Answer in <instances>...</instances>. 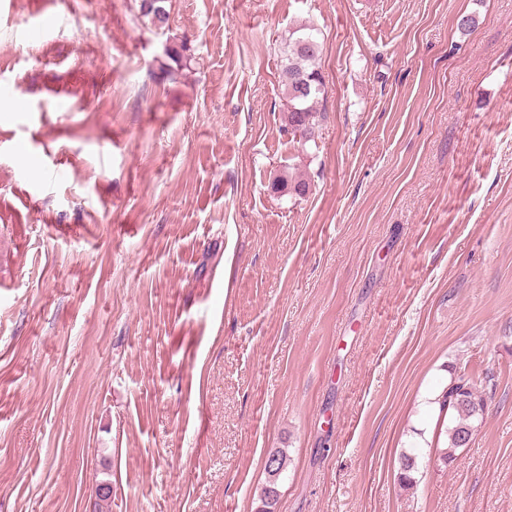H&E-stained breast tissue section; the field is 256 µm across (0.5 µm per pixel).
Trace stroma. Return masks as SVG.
Segmentation results:
<instances>
[{
  "label": "stroma",
  "mask_w": 512,
  "mask_h": 512,
  "mask_svg": "<svg viewBox=\"0 0 512 512\" xmlns=\"http://www.w3.org/2000/svg\"><path fill=\"white\" fill-rule=\"evenodd\" d=\"M139 7L0 0V512H260L279 449L277 512H512V0ZM463 369L447 464L419 399ZM168 0H142L140 4V13L143 17L149 19L155 29L164 30L168 28L169 9ZM318 35L314 26H300L289 37L280 60L284 77L279 82L288 105L287 112H284V128L302 144L312 140L318 107L325 94L324 80L317 67L322 51ZM307 40L317 44V48L298 47L301 41ZM440 393L441 417L446 409L453 418L446 429V447L439 448V457L443 461L451 463L456 459L458 450L466 446L463 443L465 435L467 433L472 435L478 422L483 421L486 393L478 387L465 370L457 378L451 380L443 390L431 392L425 396L423 407L426 411L439 412L437 399ZM275 456V463L270 464V456ZM269 455V457L266 460L265 464V470L267 474V480L266 484L263 489V498H262V511L263 512H272V507L277 502V500H274V502H271L270 495L268 491H278V481L280 479V476L286 469L287 464V457L283 454L281 451H276L275 453ZM275 490V491H274ZM276 493V492H275ZM277 495V493H276ZM278 496V495H277Z\"/></svg>",
  "instance_id": "35a3bbf8"
}]
</instances>
